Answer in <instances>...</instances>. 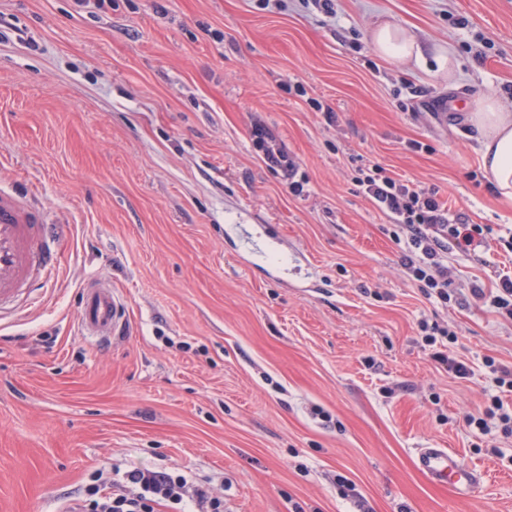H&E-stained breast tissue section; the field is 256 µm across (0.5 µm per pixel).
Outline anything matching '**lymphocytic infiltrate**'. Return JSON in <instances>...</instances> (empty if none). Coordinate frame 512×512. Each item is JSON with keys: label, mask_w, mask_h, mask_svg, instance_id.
<instances>
[{"label": "lymphocytic infiltrate", "mask_w": 512, "mask_h": 512, "mask_svg": "<svg viewBox=\"0 0 512 512\" xmlns=\"http://www.w3.org/2000/svg\"><path fill=\"white\" fill-rule=\"evenodd\" d=\"M364 193L386 212L407 248L402 265L427 299L447 304L451 298L444 255L449 245L471 251L485 242L477 224L451 223L434 191L416 189L374 173L360 181ZM65 512H224V498L209 480L158 466L134 467L105 476L96 471L91 484Z\"/></svg>", "instance_id": "f902f5d3"}]
</instances>
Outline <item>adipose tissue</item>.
<instances>
[{"mask_svg":"<svg viewBox=\"0 0 512 512\" xmlns=\"http://www.w3.org/2000/svg\"><path fill=\"white\" fill-rule=\"evenodd\" d=\"M370 39L376 54L389 62L412 61L422 67L431 60L438 74L450 78L456 74L451 49L423 41L397 25L377 24ZM467 122L480 145L481 164L494 191L502 200L512 203V110L494 97L479 95L471 102Z\"/></svg>","mask_w":512,"mask_h":512,"instance_id":"ef3b65f1","label":"adipose tissue"}]
</instances>
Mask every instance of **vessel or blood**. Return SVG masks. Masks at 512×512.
<instances>
[{
	"instance_id": "b4317fda",
	"label": "vessel or blood",
	"mask_w": 512,
	"mask_h": 512,
	"mask_svg": "<svg viewBox=\"0 0 512 512\" xmlns=\"http://www.w3.org/2000/svg\"><path fill=\"white\" fill-rule=\"evenodd\" d=\"M47 222L46 214L26 199L0 189V304L12 302L34 276L55 268L56 257L45 240ZM77 325L81 335L101 344L125 333L126 306L110 282L92 278L84 283ZM417 466L427 478L452 483L462 491L480 480L447 448L419 449Z\"/></svg>"
}]
</instances>
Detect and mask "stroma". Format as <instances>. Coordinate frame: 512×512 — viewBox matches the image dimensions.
<instances>
[{"label": "stroma", "mask_w": 512, "mask_h": 512, "mask_svg": "<svg viewBox=\"0 0 512 512\" xmlns=\"http://www.w3.org/2000/svg\"><path fill=\"white\" fill-rule=\"evenodd\" d=\"M383 21L449 47L455 81L380 59ZM477 92L512 108V0H0V186L62 255L0 324V512H59L115 465L208 477L226 512H512V437L465 423L512 407L486 365L512 366V322L469 292L512 273ZM375 164L487 229L489 250L449 246L448 305L358 186ZM91 277L132 322L107 350L77 330ZM421 448L479 484L430 482ZM255 137L257 138V146L263 151L265 163L275 171L280 170L288 180L289 187L293 189L294 181L290 180L296 173V165L289 158L288 152L278 145L275 139L262 128L256 129ZM420 327L422 332L426 333L424 335V340L425 344L431 348V359L436 363L445 366L448 373L453 374L456 378H468L470 370L466 364L458 361L456 358L450 357L447 350H443L447 347L444 344H441L436 336V334L442 335L443 337L447 335L449 336L448 330L440 328L437 323L429 325L428 321L425 320L420 322ZM418 469L429 479L437 482L450 481L462 491L476 486L480 477L463 465L458 455L448 448H421L417 452Z\"/></svg>", "instance_id": "stroma-1"}]
</instances>
